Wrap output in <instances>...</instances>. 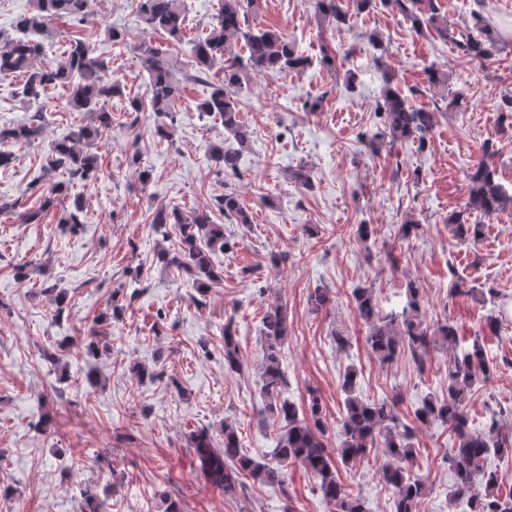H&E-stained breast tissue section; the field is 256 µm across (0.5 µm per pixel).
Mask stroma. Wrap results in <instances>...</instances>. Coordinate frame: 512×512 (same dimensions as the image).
<instances>
[{"label":"stroma","instance_id":"1","mask_svg":"<svg viewBox=\"0 0 512 512\" xmlns=\"http://www.w3.org/2000/svg\"><path fill=\"white\" fill-rule=\"evenodd\" d=\"M504 0H438L452 40L415 29L395 0H377L338 29L322 20L315 0H255L250 24L281 32L312 60L300 73L250 76L237 93L240 116L251 133L241 150L238 173L219 172L210 158L215 145L235 147L220 121L200 115L195 105L224 79L215 64L195 79L194 40L210 28L218 0H185L181 40L145 28L130 0H96L82 24L57 20L42 38L41 59L60 60L69 40L86 41L109 62L124 84L112 100L114 123L108 139L93 150L104 174L72 188L82 197L85 219L77 231L60 224L61 204L42 202L60 174L45 159L53 145L90 113L72 112L66 92L48 89L39 102L18 93L19 77L0 76V124L22 125L42 114L44 134L29 146L12 147V162L0 167V201H19L40 218L23 224L0 215V512H82L79 490L97 486L108 512H164L167 499L181 512H329L312 474L294 464L285 485L246 481L232 494L206 484L195 468L191 436L208 429L222 447V428L233 422L241 451L273 464L277 424L262 418V318L269 303L288 311V340L282 348L286 384L280 394L304 408L309 393L323 402L328 447H339L337 422L344 412L341 390L347 369L357 374L356 393L365 399L399 397L405 422L428 394L445 389L449 352H431L425 370L410 354L380 364L368 349L367 327L351 301L353 289H374L384 309H400L409 281L424 290L427 323L449 321L461 345L483 340L490 369L478 381L468 409L475 428L497 422L512 432V210L484 219L475 242L458 240L446 218L463 208L467 174L492 143L498 181L512 193V124L501 106L512 95V8ZM484 18L495 42L485 65L471 61L456 41L478 35ZM127 34L112 43L109 27ZM176 62L182 80L177 122L171 140L159 139L161 119L132 99L147 97L148 74L134 50L140 40ZM330 45L334 66L320 60ZM447 73V84L433 87L427 66ZM417 107L435 113L425 146L413 142L370 151L368 135L380 127L375 115L384 74ZM312 173L304 189L291 173ZM149 169L141 183L140 169ZM241 199L248 223L229 224L216 207L222 195ZM167 206L189 215L209 213L223 225L228 243L213 261L224 278L207 295L195 290L185 271L159 262L161 249L175 248L179 232L156 233L151 216ZM375 233L361 241L358 225ZM412 225L402 238V225ZM313 226L306 234L305 226ZM283 254L272 263L270 256ZM398 263H391L390 255ZM26 265L27 278L16 269ZM469 292L451 293V279ZM54 284L67 294V310L55 317L46 293ZM325 287L328 309L313 312L308 295ZM494 296H487V289ZM127 295L122 311L106 326L109 350L95 362L101 383L90 388L82 345H74L60 366L45 360L66 337L85 335L114 293ZM233 322L241 367L224 364V324ZM349 336L339 349L336 332ZM155 370L140 379L136 370ZM455 436L442 424L417 430L413 470L426 491L417 512H469L454 498L448 454ZM389 458L376 443L338 475L369 512H392L393 494L380 480Z\"/></svg>","mask_w":512,"mask_h":512}]
</instances>
